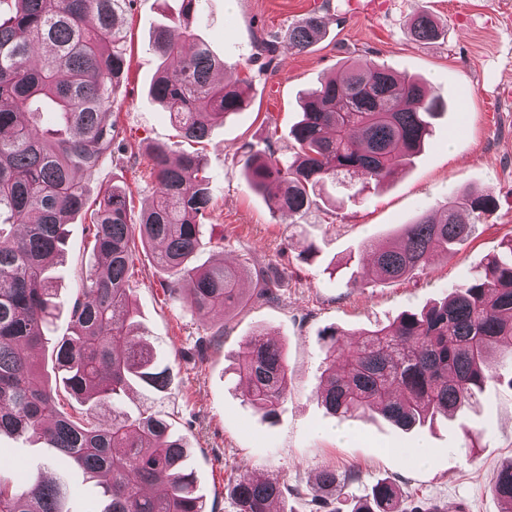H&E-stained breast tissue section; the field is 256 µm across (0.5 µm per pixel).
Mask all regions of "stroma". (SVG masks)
Here are the masks:
<instances>
[{
    "label": "stroma",
    "instance_id": "obj_1",
    "mask_svg": "<svg viewBox=\"0 0 512 512\" xmlns=\"http://www.w3.org/2000/svg\"><path fill=\"white\" fill-rule=\"evenodd\" d=\"M178 7L179 0H132L124 20L130 67L112 106L124 148L81 178L92 200L108 187L124 188L132 224L155 192L147 147L184 149L168 113L148 93L160 64L152 34L166 23V9ZM422 9L438 20L442 36L417 45L407 22ZM311 12L324 22L318 42L288 54H258L257 37L280 40L291 23ZM192 28L226 67L251 81L250 107L216 124L200 146L213 194L209 222L224 244L205 246L194 262L244 265L240 286L250 297L255 270L278 267V298L251 297L245 309L201 317L187 301L165 294V275L152 251L138 252L130 282L134 327L166 352L177 378L165 394L135 387L123 398L125 409L168 416L174 432L190 443L196 485L216 512H237L230 484L241 475L283 483L285 512H316L320 505L347 512L352 498L384 479L404 497L444 506L445 512H506L491 490L496 469L512 459V388L506 382L489 381L474 407L409 433L375 412L339 419L317 392L324 380V329L336 328L350 345L361 330L422 310L480 270L512 236V0H204ZM348 57L420 77L448 108L422 152L379 189L366 188L359 176L352 181L356 197L337 189L335 209L319 205L300 218L271 211L243 176L244 149L269 138L277 156L292 155L290 130L299 119L302 93L338 74ZM464 188L491 192L497 204L468 241L401 280L347 287L351 272L372 276L361 259L362 243H386L404 224ZM66 229L56 283L64 307L97 263L87 218L75 216ZM310 244L316 255L306 261L302 255ZM259 330L280 341L288 362L287 393L271 418L244 400L235 371L243 343ZM466 426L474 441L465 440ZM422 444L431 450L424 464L410 455ZM0 464L21 485L39 473L64 476L73 512H101L104 506L97 479L53 449L4 434ZM324 469L336 470L335 486L318 484ZM352 471L358 474L353 482L347 479Z\"/></svg>",
    "mask_w": 512,
    "mask_h": 512
}]
</instances>
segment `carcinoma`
I'll use <instances>...</instances> for the list:
<instances>
[{"label": "carcinoma", "instance_id": "carcinoma-1", "mask_svg": "<svg viewBox=\"0 0 512 512\" xmlns=\"http://www.w3.org/2000/svg\"><path fill=\"white\" fill-rule=\"evenodd\" d=\"M204 0H182V19L158 27L152 49L163 69L149 94L176 123L179 136L205 141L212 126L250 106L246 78L214 73L224 61L193 38ZM129 0H0V435L26 436L53 448L92 477L102 479V512H210L198 493L184 437L153 413L125 414L122 396L134 385L165 393L172 368L148 336L128 323L134 313L133 254L155 250L168 274L169 298H184L205 316L244 304L241 271L234 266H194L203 246L212 191L202 157L155 146L149 155L155 197L139 223H128L126 194L106 189L95 208L73 169L94 173L116 137L112 103L128 71L122 17ZM412 41L441 36L432 14L408 22ZM308 14L288 26L283 44L265 39L261 50H303L322 35ZM445 108L440 94L419 78L383 64L348 59L340 74L319 82L301 101L292 130L295 155L275 156L248 146L243 169L249 187L273 211L303 216L327 182L346 184L363 174L374 188L398 173L432 136V120ZM489 193H452L433 213L404 225L394 242L364 245L374 281L402 279L468 240L496 209ZM90 212L93 252L100 264L81 280L69 307L71 331L48 336L56 319L49 269L63 261L64 229ZM278 272L257 275V296L275 298ZM340 333L320 335L328 375L320 398L333 415L351 419L380 413L404 431L437 415L451 418L472 407L495 378L490 351L512 358V236L500 255L454 285L431 307L407 312L366 330L356 345L340 349ZM54 341L56 387H50L30 353ZM236 371L246 400L266 416L285 397L288 370L282 346L259 333L241 352ZM77 405L64 411L65 401ZM111 409L110 418L101 409ZM494 493L512 503V460L492 479ZM284 487L271 478L243 475L232 494L238 512H267ZM63 480L37 474L18 487L0 470V512H70ZM351 512H420L390 481H380Z\"/></svg>", "mask_w": 512, "mask_h": 512}]
</instances>
